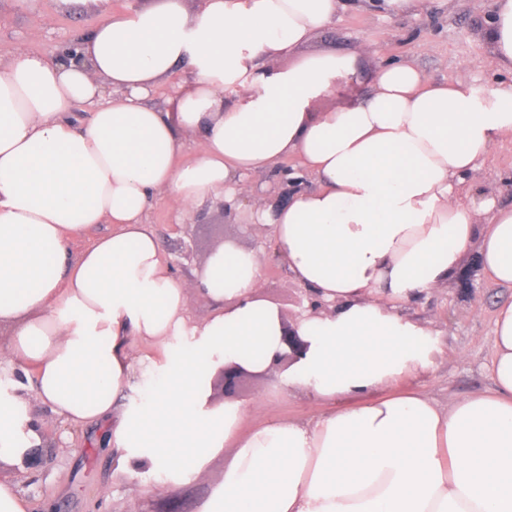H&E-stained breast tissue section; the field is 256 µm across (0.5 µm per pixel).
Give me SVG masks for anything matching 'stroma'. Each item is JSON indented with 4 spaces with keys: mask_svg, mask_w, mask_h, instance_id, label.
<instances>
[{
    "mask_svg": "<svg viewBox=\"0 0 512 512\" xmlns=\"http://www.w3.org/2000/svg\"><path fill=\"white\" fill-rule=\"evenodd\" d=\"M161 0H0V53L19 46L55 56L74 39L88 34L107 12L153 9ZM489 0H425L419 14L374 15L346 10L307 45L310 53L366 46L359 60L363 70L377 62L408 60L433 81L465 75L482 87L494 79L483 61L490 47L483 34ZM470 184L487 189L497 199L512 202V141L494 145ZM222 197L196 204L190 215L177 218L169 199L153 201L147 221L158 235L174 275L200 271L218 248L250 249L270 244L269 227L244 225L237 212L225 211ZM483 273L479 246L463 254L453 279L425 297L398 304L397 311L432 334L430 367L410 387L429 395L440 407L489 389L487 364L492 349L495 310L511 297ZM259 297L293 320L307 297L304 287L284 263L269 252L262 267ZM281 375L271 372L242 379L235 403L255 406L252 422L271 418L305 420L324 411L322 403L300 390L283 391ZM0 394L19 399L27 422L40 428L44 454L28 472L7 471L8 479L31 500L33 512H199L200 504L224 479L233 448L212 460L207 470L178 485L164 475L144 474L130 482L114 474L112 454L100 448L99 426L73 428L37 398L33 375L23 374L0 357Z\"/></svg>",
    "mask_w": 512,
    "mask_h": 512,
    "instance_id": "35a3bbf8",
    "label": "stroma"
}]
</instances>
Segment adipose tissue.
<instances>
[{
  "label": "adipose tissue",
  "instance_id": "adipose-tissue-1",
  "mask_svg": "<svg viewBox=\"0 0 512 512\" xmlns=\"http://www.w3.org/2000/svg\"><path fill=\"white\" fill-rule=\"evenodd\" d=\"M342 0H183L109 13L65 61L9 51L0 71V354L33 373L64 422L103 423L116 471L134 481L201 474L235 453L200 512H512V299L495 311L492 389L441 408L388 395L428 366L429 331L396 304L429 294L479 244L496 285L512 288V205L467 189L491 147L512 136V0H492L486 60L497 80L436 83L408 61L362 81L350 51L300 54ZM294 55L288 69L275 68ZM192 80L166 106L157 84L183 63ZM234 98L225 101V89ZM343 94L335 109L315 102ZM89 106L85 122L69 113ZM193 157L179 163V155ZM300 160L285 202L258 205L253 176ZM315 185H297L298 177ZM470 190L472 201L455 197ZM181 207L223 196L267 224L295 281L329 310L302 312L307 347L285 388L327 402L308 420L252 428L246 405L213 406L205 374L228 362L260 371L280 347L279 311L259 297L265 254L231 246L199 280L206 320L187 316L191 280L172 273L145 221L152 200ZM111 232L70 257L75 235ZM189 339L137 408L115 412L150 348ZM38 438L0 399V468Z\"/></svg>",
  "mask_w": 512,
  "mask_h": 512
}]
</instances>
